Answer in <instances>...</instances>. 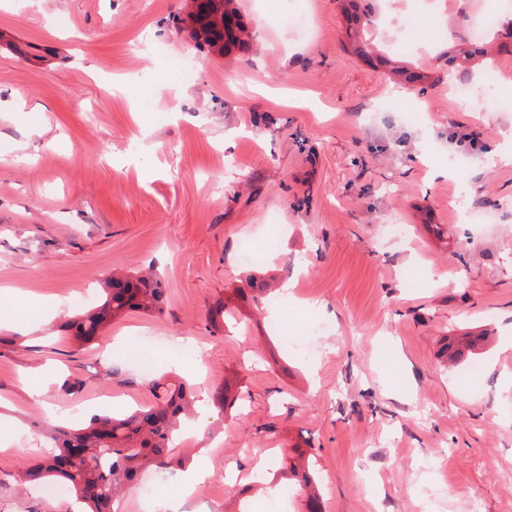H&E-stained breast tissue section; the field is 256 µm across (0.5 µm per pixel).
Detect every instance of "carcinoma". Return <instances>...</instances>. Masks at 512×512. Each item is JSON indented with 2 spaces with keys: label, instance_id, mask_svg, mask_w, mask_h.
I'll return each instance as SVG.
<instances>
[{
  "label": "carcinoma",
  "instance_id": "carcinoma-1",
  "mask_svg": "<svg viewBox=\"0 0 512 512\" xmlns=\"http://www.w3.org/2000/svg\"><path fill=\"white\" fill-rule=\"evenodd\" d=\"M242 27L222 32L219 23L208 24L207 41L227 37L225 44L239 42ZM268 291L266 279L256 273L245 278V286L234 289L237 299L259 306ZM99 305L66 324L80 343L92 341L115 320L130 312H162L165 288L156 270H137L112 276L102 286ZM488 336L467 332L448 337V362L455 364L483 353ZM152 400L132 413L117 418L94 416L82 428H50L48 433L57 452L28 469L20 483L42 481L64 486L82 504L79 512H119L115 504L120 494L150 467L184 468L191 449L180 448L176 439L182 419L193 409V386L187 381L154 378L148 382ZM239 398L228 384L212 396L215 406L228 412ZM307 450L293 448L282 458L279 477L294 484L302 497L303 512H322L321 495L306 460Z\"/></svg>",
  "mask_w": 512,
  "mask_h": 512
}]
</instances>
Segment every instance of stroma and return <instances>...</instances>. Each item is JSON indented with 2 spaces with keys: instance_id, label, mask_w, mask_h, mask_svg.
I'll use <instances>...</instances> for the list:
<instances>
[{
  "instance_id": "35a3bbf8",
  "label": "stroma",
  "mask_w": 512,
  "mask_h": 512,
  "mask_svg": "<svg viewBox=\"0 0 512 512\" xmlns=\"http://www.w3.org/2000/svg\"><path fill=\"white\" fill-rule=\"evenodd\" d=\"M469 3L373 0L363 58L347 0H235L251 38L221 55L181 29L187 0H0V287L42 307L29 328L0 322V512H68V495L15 483L42 426L148 403L152 373L196 387L197 454L233 479L214 512H235L259 471L249 512H299L272 475L307 440L324 512H512V163L488 158L512 108L487 90L494 74L512 83V49L469 33L500 0ZM461 47L478 53L452 80ZM395 67L419 82L396 87ZM247 241L272 299L211 328ZM152 265L163 313L87 345L66 331L99 282ZM483 329L487 352L449 366L448 337ZM287 332L313 359L284 348ZM37 372L51 384L33 400ZM73 375L88 382L64 394ZM227 383L241 419L211 402Z\"/></svg>"
}]
</instances>
